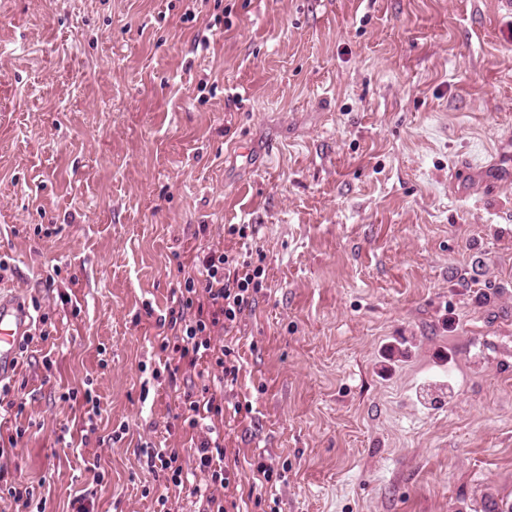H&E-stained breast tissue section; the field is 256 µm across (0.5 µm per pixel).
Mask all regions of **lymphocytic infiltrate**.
Masks as SVG:
<instances>
[{"label": "lymphocytic infiltrate", "mask_w": 512, "mask_h": 512, "mask_svg": "<svg viewBox=\"0 0 512 512\" xmlns=\"http://www.w3.org/2000/svg\"><path fill=\"white\" fill-rule=\"evenodd\" d=\"M263 268L251 256L207 247L194 271L178 288L176 309L159 318V349L167 363L203 366L205 384L184 390L177 420L191 433L190 458L212 485L238 486L237 469L225 461L224 438L214 425L224 416V390L238 382L241 356L231 339L242 314L253 307L263 290Z\"/></svg>", "instance_id": "obj_1"}]
</instances>
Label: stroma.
Instances as JSON below:
<instances>
[{
    "mask_svg": "<svg viewBox=\"0 0 512 512\" xmlns=\"http://www.w3.org/2000/svg\"><path fill=\"white\" fill-rule=\"evenodd\" d=\"M509 134L497 0H0V286L49 316L0 485L158 512L149 448L185 444L197 376L145 308L207 242L265 269L224 394L253 410L219 425L249 512L512 506V181L467 169ZM70 388L100 402L85 446ZM252 469V479L255 484L258 481L263 487L264 485H270L272 487L277 482H280L285 477L283 473L275 469L272 465L266 463L262 458H258L254 460L253 463H250Z\"/></svg>",
    "mask_w": 512,
    "mask_h": 512,
    "instance_id": "obj_1",
    "label": "stroma"
}]
</instances>
